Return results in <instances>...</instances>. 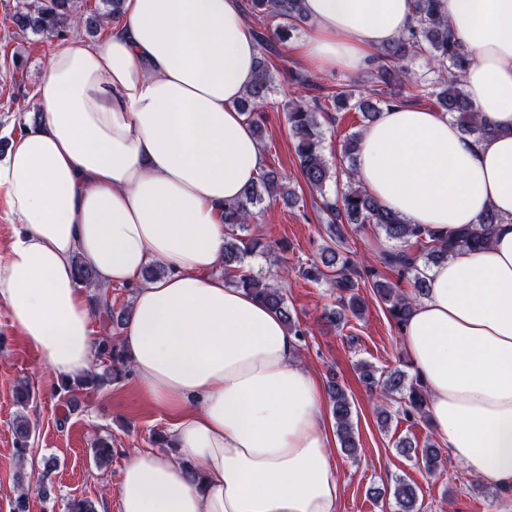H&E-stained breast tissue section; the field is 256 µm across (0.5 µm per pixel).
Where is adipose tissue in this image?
I'll use <instances>...</instances> for the list:
<instances>
[{"instance_id":"obj_1","label":"adipose tissue","mask_w":512,"mask_h":512,"mask_svg":"<svg viewBox=\"0 0 512 512\" xmlns=\"http://www.w3.org/2000/svg\"><path fill=\"white\" fill-rule=\"evenodd\" d=\"M297 45L319 72L364 70L405 32L414 0H304ZM469 53L475 140L444 112L393 106L363 130L359 183L436 231L504 217L484 250L425 268L402 347L427 415L470 476L512 485V0H442ZM259 46L242 0H124L101 43L71 36L37 90L42 118L0 157L12 236L0 306L53 377L97 362L82 260L101 288H133L119 343L172 414L170 450L129 454L119 512H338L342 486L316 373L278 313L226 286L224 204L258 176L237 109ZM159 263L166 275L143 280Z\"/></svg>"}]
</instances>
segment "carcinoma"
Here are the masks:
<instances>
[{"instance_id": "carcinoma-1", "label": "carcinoma", "mask_w": 512, "mask_h": 512, "mask_svg": "<svg viewBox=\"0 0 512 512\" xmlns=\"http://www.w3.org/2000/svg\"><path fill=\"white\" fill-rule=\"evenodd\" d=\"M105 10L99 8L81 9L79 0H21L12 16L14 25L22 33L31 32L47 39L64 38L84 28L91 33L98 31L105 18L121 15L122 0H101ZM251 15L263 20L277 19L279 24L272 36L280 42L290 38L298 25L306 22L303 0H247ZM415 22L393 42L383 48L381 54L385 63L371 73L373 88L364 95L354 84H348L330 96L334 109H356L367 122L374 121L384 108L401 103L393 94L392 86L409 80L408 63L422 52L430 53L433 62L432 77L421 76L414 81L419 94L435 98L442 111L454 119L460 130L478 140L489 139L498 130L481 120L474 110L466 92L463 74L469 64L468 51L457 41L448 25V17L442 12L440 0H415ZM272 90L270 64L259 58L255 78L239 103L240 110L252 124L256 136H261L260 109L266 106ZM328 111V107L315 102L310 108L300 102L288 103L287 115L290 130L296 139V154L302 177L307 186L324 194L327 183L333 179H345V190L338 199L323 198V210L327 214L326 243L320 258L295 267L299 277L319 284L328 282L336 288V307L323 313L321 319L328 325L340 327L345 312L360 319L365 311V299L360 296V282L372 280V288L395 325L401 327L408 320L415 301L425 296L428 285L423 268L448 259L458 249L479 250L490 243L497 226L503 218L494 211L484 213L475 224H469L457 231L439 234L430 228L409 224L398 214L388 210L377 199L367 193L355 178L353 163L359 151L361 132L348 134L341 147L342 161L331 167L322 154V131L317 111ZM288 194V187L279 181V173L264 170L258 180L249 185L241 198L224 204V276L232 286L245 289L260 302L278 311L288 329V334L304 339L305 332L286 304L284 289L279 285L278 272L271 271L263 277H256L242 271L245 258L262 253L267 244L259 238H243L248 231L247 223L252 208L264 201L277 200ZM355 224L361 228L374 226L380 230L391 246L380 252V259L387 267L395 270L399 277L413 282V294L408 296L394 285L377 279V273L369 267H358L348 259L341 258L338 247L343 243L341 226ZM90 302L102 324L105 335L99 337L97 345L98 367L84 375L61 383V389L69 392L74 388H102L118 383L131 375L124 359L118 336L112 328L121 327L128 318V311L114 310L112 299L106 291L96 290L90 294ZM363 379L368 393L373 397L374 411L381 425L390 420L389 412L380 405L383 398L398 395L401 413L407 421L425 417L426 395L422 383L408 382L405 371L394 368L379 370L363 365ZM327 392L331 403L332 416L341 450L355 456L360 451L356 435L352 402L346 389L335 379H330ZM16 462L28 457L32 431L24 415L14 422ZM398 447L403 453L421 456L425 469L437 470L443 462V452L437 438L429 437L422 448L409 441L401 440ZM96 467L105 466L112 459V441L99 437L92 448ZM398 512H420L416 486L404 480L396 483L392 493Z\"/></svg>"}]
</instances>
